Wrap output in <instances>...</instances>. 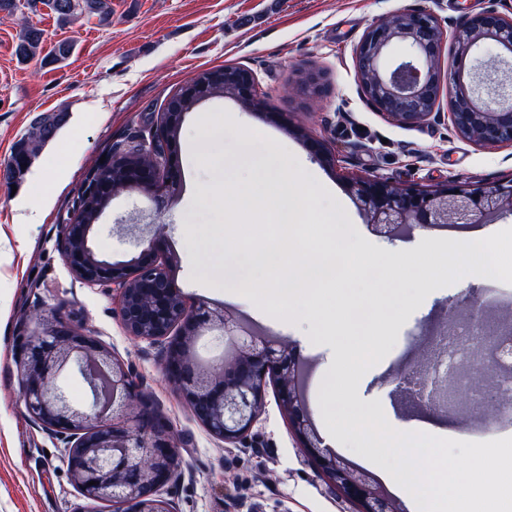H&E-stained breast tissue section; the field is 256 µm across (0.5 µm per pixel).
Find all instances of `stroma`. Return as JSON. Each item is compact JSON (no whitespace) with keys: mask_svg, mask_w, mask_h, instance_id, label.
<instances>
[{"mask_svg":"<svg viewBox=\"0 0 512 512\" xmlns=\"http://www.w3.org/2000/svg\"><path fill=\"white\" fill-rule=\"evenodd\" d=\"M404 9L432 13L445 32L467 17L494 10L512 14V0H112L107 21L83 15L59 25L46 0H31L0 12V167L15 141L40 114L64 111L62 132L32 158L18 184L0 177V512H81L84 499L73 485L62 442L28 414L20 397L15 349L22 329H35L34 310L59 311L81 331L96 336L131 369L145 392L170 420L183 476L171 488L177 512H353L299 446L266 385V408L245 446H225L195 419L167 379L158 349L134 339L118 312L111 289L90 288L66 266L58 248L86 176L115 148L139 140L155 127L170 99L200 70L231 65L251 70L262 112L230 97L201 101L185 114L173 161L177 185L162 217L134 190L116 197L90 235L98 254L121 263L139 255L140 239L162 232L177 261L172 274L189 301L225 302L224 287L211 269L224 257L218 234L223 220L216 184L218 156L231 152L239 126L254 129L258 146L293 153L306 179L325 187L323 208H343L363 235L371 230L353 203L348 182L377 176L407 189L433 190L458 179L471 184L512 178V146L483 147L463 140L446 116L399 126L364 95L355 48L365 30ZM45 30L48 42L66 39L70 58L46 65L19 62L15 46L24 26ZM320 74L319 88L306 82ZM286 113L271 121L270 113ZM223 139L210 142L208 131ZM312 137L333 155L316 159ZM378 291L389 305L382 313L391 340L382 360L355 388L359 404L382 408L395 429L439 420L463 441L512 437V419L481 427L478 409L468 418L412 396L395 394L394 377L420 355L424 340L443 322L450 303L483 298L489 319L512 312V284H486L479 277L441 289L419 291L387 278ZM268 335L294 344L308 360V407L330 448L360 462V452L339 432L322 393L330 375L333 346L315 323L284 328L275 313L245 310Z\"/></svg>","mask_w":512,"mask_h":512,"instance_id":"35a3bbf8","label":"stroma"}]
</instances>
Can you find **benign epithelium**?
I'll use <instances>...</instances> for the list:
<instances>
[{
    "mask_svg": "<svg viewBox=\"0 0 512 512\" xmlns=\"http://www.w3.org/2000/svg\"><path fill=\"white\" fill-rule=\"evenodd\" d=\"M461 62L448 73V113L458 134L484 147L512 145V17L495 11L477 14L455 31ZM446 32L430 13L403 10L370 26L355 50L357 75L367 99L400 126L428 121L439 104V61ZM400 44L406 53L386 64ZM238 99L255 94L256 78L245 68L230 72ZM163 161L127 168L126 189L148 195L162 215L169 191L178 180L168 160L171 140L164 121L143 139ZM348 192L379 237L392 238L407 227L476 224L487 215L512 212V178L477 187L452 180L442 187L401 189L378 178H355ZM78 206L58 240L69 270L86 286H107L119 298L121 321L134 338L163 352V363L176 392L214 437L237 447L246 442L265 409L264 384H275L278 405L290 429L319 472L358 512H397L385 488L367 471L329 448L320 436L299 388L298 357L292 344L251 335L224 305L190 304L170 276L171 253L153 237L139 256L116 264L99 257L89 243L93 225L82 223ZM467 307L483 327L485 306L467 296L448 306V316ZM19 337L17 366L20 396L29 415L67 448L69 474L89 503L110 502L127 512H176L165 488L181 475L182 459L171 422L135 381L129 368L96 337L60 314ZM230 337L236 353L218 366L197 359V340L206 333ZM90 371L104 368L119 399L108 397L104 409L81 410L55 386L69 362Z\"/></svg>",
    "mask_w": 512,
    "mask_h": 512,
    "instance_id": "obj_1",
    "label": "benign epithelium"
}]
</instances>
